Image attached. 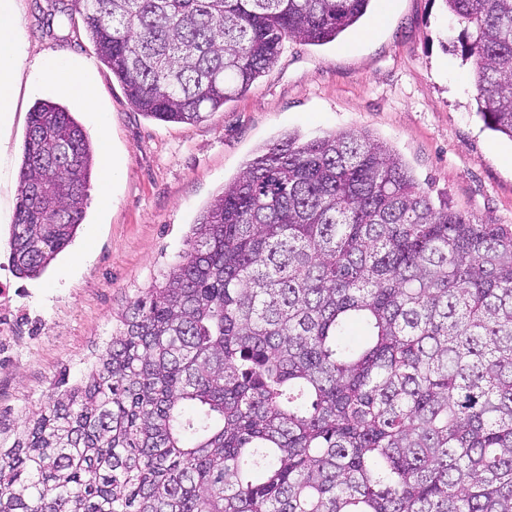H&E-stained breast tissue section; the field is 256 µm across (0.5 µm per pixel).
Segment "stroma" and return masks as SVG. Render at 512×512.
<instances>
[{
  "label": "stroma",
  "instance_id": "stroma-1",
  "mask_svg": "<svg viewBox=\"0 0 512 512\" xmlns=\"http://www.w3.org/2000/svg\"><path fill=\"white\" fill-rule=\"evenodd\" d=\"M16 25L28 60L54 54L90 65L97 109L72 114L93 144L108 141L119 176L103 208L93 175L73 242L40 276L17 277L9 240L29 114L38 101L66 97L34 84L28 70L15 75L13 115L0 129V281L15 290L20 320L36 324L41 341L0 368V414L40 404L59 378L80 382L128 301L186 251L200 211L258 147L288 133L369 130L432 199L512 225V139L477 113L472 64L447 48L462 27L443 0H372L334 42H288L246 95L192 124L163 123L131 105L71 0H18Z\"/></svg>",
  "mask_w": 512,
  "mask_h": 512
}]
</instances>
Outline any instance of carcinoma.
<instances>
[{
    "mask_svg": "<svg viewBox=\"0 0 512 512\" xmlns=\"http://www.w3.org/2000/svg\"><path fill=\"white\" fill-rule=\"evenodd\" d=\"M73 2L131 104L191 123L371 0ZM444 2L479 114L512 139V0ZM94 166L72 113L39 103L17 274L73 241ZM60 386L0 420V512H512V228L434 203L367 131L289 134Z\"/></svg>",
    "mask_w": 512,
    "mask_h": 512,
    "instance_id": "obj_1",
    "label": "carcinoma"
}]
</instances>
